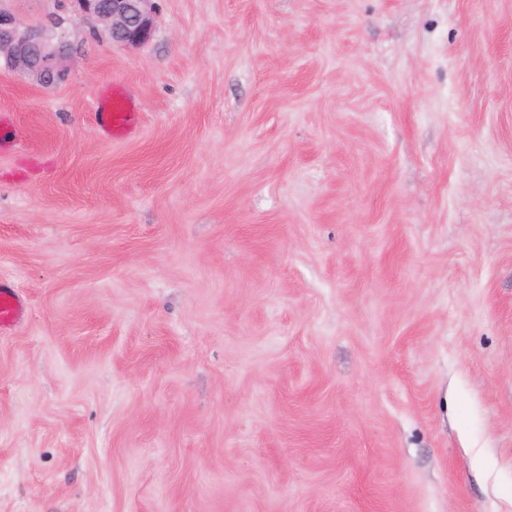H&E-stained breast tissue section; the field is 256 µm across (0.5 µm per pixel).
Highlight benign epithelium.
Returning <instances> with one entry per match:
<instances>
[{"label":"benign epithelium","mask_w":512,"mask_h":512,"mask_svg":"<svg viewBox=\"0 0 512 512\" xmlns=\"http://www.w3.org/2000/svg\"><path fill=\"white\" fill-rule=\"evenodd\" d=\"M0 0V60L37 83H63L68 77L67 44L60 30L73 23L59 16L51 26H23ZM77 17L97 22L112 42L140 46L154 30V0H76Z\"/></svg>","instance_id":"obj_1"}]
</instances>
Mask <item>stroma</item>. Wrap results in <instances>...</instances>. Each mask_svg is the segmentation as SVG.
<instances>
[{
  "mask_svg": "<svg viewBox=\"0 0 512 512\" xmlns=\"http://www.w3.org/2000/svg\"><path fill=\"white\" fill-rule=\"evenodd\" d=\"M155 5L0 65V512H512V0ZM78 20H94L113 43L140 46L154 30V0H76ZM100 112L103 132L112 137V134L118 131H126L133 127L135 123L134 112H129L124 102L114 99L113 101H104L100 104ZM24 314V304L11 288L0 289V332L9 330Z\"/></svg>",
  "mask_w": 512,
  "mask_h": 512,
  "instance_id": "stroma-1",
  "label": "stroma"
}]
</instances>
